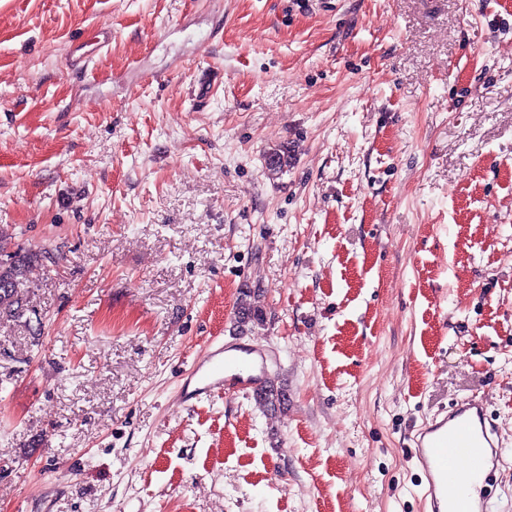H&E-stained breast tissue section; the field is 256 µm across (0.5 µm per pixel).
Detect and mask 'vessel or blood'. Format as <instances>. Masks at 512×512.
Segmentation results:
<instances>
[{
    "label": "vessel or blood",
    "mask_w": 512,
    "mask_h": 512,
    "mask_svg": "<svg viewBox=\"0 0 512 512\" xmlns=\"http://www.w3.org/2000/svg\"><path fill=\"white\" fill-rule=\"evenodd\" d=\"M193 390L184 401H199L218 391L241 386L251 392L264 381V368L252 349L220 346L194 365ZM497 425L482 400L455 404L441 418L421 428L414 456L426 480L424 497L429 512H489L486 497H472V489L489 480L504 464Z\"/></svg>",
    "instance_id": "b4317fda"
}]
</instances>
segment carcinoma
<instances>
[{
	"mask_svg": "<svg viewBox=\"0 0 512 512\" xmlns=\"http://www.w3.org/2000/svg\"><path fill=\"white\" fill-rule=\"evenodd\" d=\"M11 239L9 230L0 226V320L19 319L24 316L26 298L23 289L28 287L29 275L38 261L35 253L9 251L5 247ZM236 323L238 327L260 325L263 323L261 308L252 302V292H241L236 305ZM258 404L265 410L276 412L284 406L286 393L269 384L256 392Z\"/></svg>",
	"mask_w": 512,
	"mask_h": 512,
	"instance_id": "cac0c4a2",
	"label": "carcinoma"
}]
</instances>
